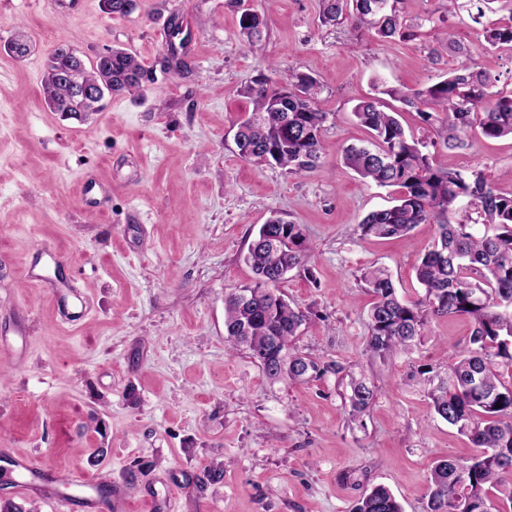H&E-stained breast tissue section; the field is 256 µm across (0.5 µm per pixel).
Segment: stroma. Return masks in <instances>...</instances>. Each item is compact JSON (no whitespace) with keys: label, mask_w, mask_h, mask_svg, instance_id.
Segmentation results:
<instances>
[{"label":"stroma","mask_w":512,"mask_h":512,"mask_svg":"<svg viewBox=\"0 0 512 512\" xmlns=\"http://www.w3.org/2000/svg\"><path fill=\"white\" fill-rule=\"evenodd\" d=\"M264 13L255 46L239 34L243 8ZM411 41L385 42L349 23L325 25L320 0H139L127 16L80 0H0V44L25 32L22 59L0 51V343L25 318L19 360L0 368V450L56 476H105L127 495L125 512H352L382 484L403 512H424L428 473L443 457L475 449L437 418L425 369L448 373L470 334L466 317L437 318L412 354L388 361L366 350L372 295L361 275L386 266L398 294L421 291L414 265L434 228L398 239L356 240L352 224L390 205L388 189L364 184L342 162L367 133L352 109L375 81L420 89L454 56L442 34L476 46L479 69L512 90V51L479 50L480 30L450 16L446 0H396ZM178 10L187 72L160 71L167 44L156 31ZM85 62L122 47L157 74L144 97L106 96L102 111L63 116L44 101L41 76L57 43ZM287 80L320 83L329 112L319 166L291 175L239 158L243 95L266 66ZM405 130L430 142L435 165L477 170L499 192L512 169V138L473 136L467 149L433 146L414 109ZM301 225L315 249L306 270L279 285L308 320L302 351L363 372L377 399L363 425L349 420L348 390L334 374L305 383L270 380L224 343V293L251 284L248 245L272 215ZM38 260L44 285L27 277ZM75 288L89 311L57 314L54 289ZM222 465L223 478L207 472Z\"/></svg>","instance_id":"stroma-1"}]
</instances>
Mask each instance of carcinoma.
Segmentation results:
<instances>
[{
	"label": "carcinoma",
	"instance_id": "cac0c4a2",
	"mask_svg": "<svg viewBox=\"0 0 512 512\" xmlns=\"http://www.w3.org/2000/svg\"><path fill=\"white\" fill-rule=\"evenodd\" d=\"M494 0H448V12L465 13L480 26L483 50L512 49V14L488 20ZM105 13L126 16L137 0H102ZM351 20L382 40L413 33L390 0H321V21ZM240 35L250 45L267 27L264 16L243 10ZM169 55L161 68L181 67L187 47L179 16L168 19ZM457 64L438 80L417 90L382 88L390 98L416 109L420 123L453 150L473 132L489 139L512 136V94L492 90L493 82L475 67V49L446 33ZM152 72L138 56L112 47L108 55L85 64L73 47L51 56L41 79L47 104L66 116L100 111V101L85 94L103 88L114 96L140 93ZM244 94L253 109L235 133L241 159L276 165L290 174L314 169L328 113L319 106L318 83L309 74L278 81L261 71ZM357 121L370 132L368 144L345 150L344 165L363 181L395 189V204L368 213L353 225L363 240L397 238L417 224L436 225L432 248L415 267L422 294L415 301L397 295L390 273L374 268L361 276L374 301L368 315L366 350L381 361L408 353L425 335L434 317L464 316L471 323L466 347L449 357L448 379L428 390L434 414L464 433L475 454L434 463L428 478L426 512H480L490 490L512 503V384L502 382V361L512 364V194L498 192L480 172L442 169L424 152V141L406 133L383 102L367 98L354 107ZM313 247L299 224L273 217L250 242L246 261L256 274L253 284L224 294L226 349L245 351L267 377L308 381L332 373L348 380L349 417L362 421L376 400V390L362 376L335 360L324 361L298 349L307 315L293 308L276 285L305 266ZM472 308H467V305ZM501 407H496V404ZM353 512H403L396 496L377 485L358 500Z\"/></svg>",
	"mask_w": 512,
	"mask_h": 512
}]
</instances>
